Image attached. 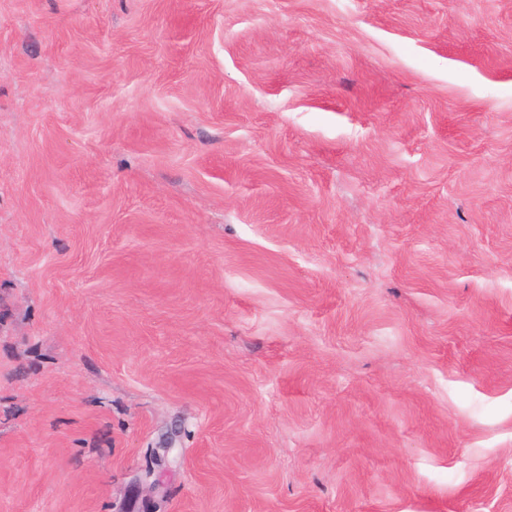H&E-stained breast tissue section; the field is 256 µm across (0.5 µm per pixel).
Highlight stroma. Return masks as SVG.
I'll list each match as a JSON object with an SVG mask.
<instances>
[{"instance_id":"35a3bbf8","label":"stroma","mask_w":512,"mask_h":512,"mask_svg":"<svg viewBox=\"0 0 512 512\" xmlns=\"http://www.w3.org/2000/svg\"><path fill=\"white\" fill-rule=\"evenodd\" d=\"M0 512H512V0H0Z\"/></svg>"}]
</instances>
